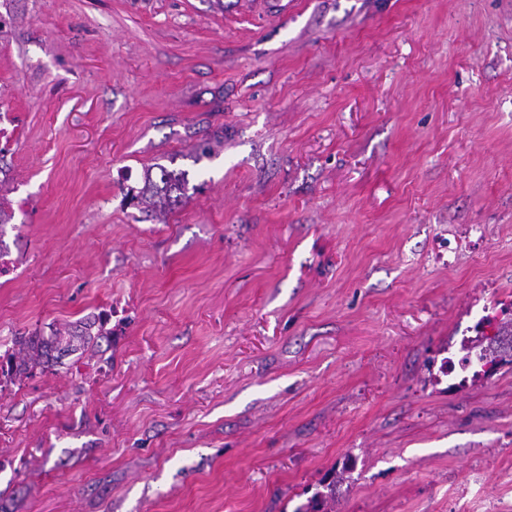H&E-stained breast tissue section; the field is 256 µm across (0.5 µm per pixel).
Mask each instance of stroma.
Listing matches in <instances>:
<instances>
[{"mask_svg":"<svg viewBox=\"0 0 512 512\" xmlns=\"http://www.w3.org/2000/svg\"><path fill=\"white\" fill-rule=\"evenodd\" d=\"M0 152V512H512V0H0ZM159 169L160 176L157 178H153L150 168L146 169L143 187L137 195L130 192L129 196L132 201L137 200L138 205L165 214L184 195L188 184V173L183 170H168L164 167ZM95 322L71 325L64 330L56 329L48 339L37 336L20 337L19 343L25 345L27 350L23 357H19L21 364L27 370L28 364L51 368L62 363L66 356L84 349L92 341V327ZM467 349V356L464 358L465 364H472L480 368L473 372L474 375L484 371V367L489 364L491 367H495L504 362L505 359L502 357L500 361H497V358L506 353H510L511 359L508 362L512 363V324H510L509 331L508 329H499L493 337H483V340Z\"/></svg>","mask_w":512,"mask_h":512,"instance_id":"obj_1","label":"stroma"}]
</instances>
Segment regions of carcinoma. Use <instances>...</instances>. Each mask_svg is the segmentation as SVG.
Instances as JSON below:
<instances>
[{
  "label": "carcinoma",
  "instance_id": "1",
  "mask_svg": "<svg viewBox=\"0 0 512 512\" xmlns=\"http://www.w3.org/2000/svg\"><path fill=\"white\" fill-rule=\"evenodd\" d=\"M188 173L183 170H168L160 168V176H152V170L144 172V185L138 194L130 195V199L138 204L150 208L161 214L169 211L173 204L184 195ZM93 323H80L64 330L57 329L47 339L37 335L28 338L20 337L19 343L25 345L27 350L19 358L12 353L8 356V374H13L17 367L43 366L54 367L62 363V359L83 348L92 341ZM512 358V328L500 329L492 337H485L479 343L468 347L464 362L477 367L474 374L487 365L493 367L499 364L497 358L503 354Z\"/></svg>",
  "mask_w": 512,
  "mask_h": 512
}]
</instances>
